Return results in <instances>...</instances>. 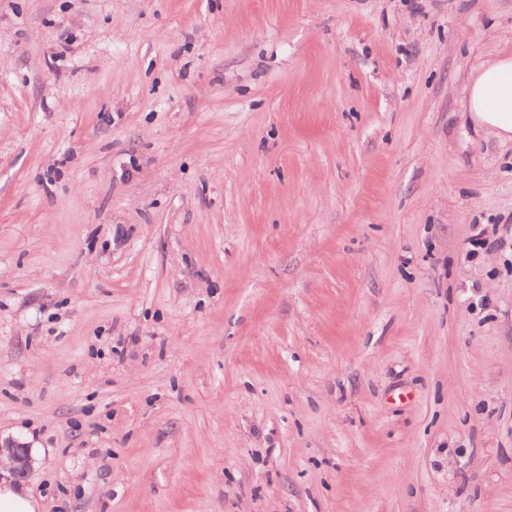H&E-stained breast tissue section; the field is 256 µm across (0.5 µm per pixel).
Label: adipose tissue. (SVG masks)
<instances>
[{"instance_id": "1", "label": "adipose tissue", "mask_w": 512, "mask_h": 512, "mask_svg": "<svg viewBox=\"0 0 512 512\" xmlns=\"http://www.w3.org/2000/svg\"><path fill=\"white\" fill-rule=\"evenodd\" d=\"M470 121L502 140H512V55L472 67L460 91Z\"/></svg>"}]
</instances>
